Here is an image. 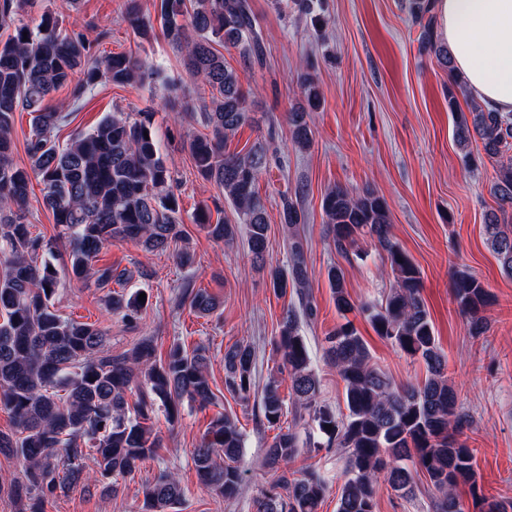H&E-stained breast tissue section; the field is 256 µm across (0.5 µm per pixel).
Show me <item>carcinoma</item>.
<instances>
[{"mask_svg": "<svg viewBox=\"0 0 512 512\" xmlns=\"http://www.w3.org/2000/svg\"><path fill=\"white\" fill-rule=\"evenodd\" d=\"M126 16L134 34L154 35V22L140 0H126ZM27 0H0V406L9 411L13 431L0 433V452L26 463L25 481L13 486L26 501L24 512H43L44 499L66 487L80 486L102 493L118 490L114 478L130 474L138 463L157 456L160 441L152 429L159 410L170 425L178 423L183 401L210 404L209 348L189 350L180 343L165 357L156 355L154 340L142 336L120 354L106 349L108 336L94 323L62 317L53 299L60 287L54 243L66 245L69 280L87 288L108 289L107 307L133 323L145 303L142 290H110L124 286L132 274L98 265L102 248L112 241H129L147 252L163 251L183 238L173 192L175 178L158 151L151 113L131 117L123 112L104 115L88 132L76 134L61 147L54 131L68 114L45 105L46 98L71 83L73 107L103 83L142 85L161 77V69L125 53L94 55V41L81 32L64 33L58 18L44 13L37 25L25 19ZM409 11L420 27V51L434 55L448 68V110L456 127V141L471 168L483 157L498 158L512 151V118L483 105L460 108L459 77L438 38L435 0H409ZM159 23L165 38L183 56L194 82L200 124L205 132L193 136L189 148L197 173L224 193L236 214L235 223L198 224L214 241L230 244L239 233L248 251L266 265L270 224L257 183L276 156L274 137L247 152H229L227 142L251 121L248 93L239 75L224 64L214 45L233 48L253 63L264 60V43L256 28L250 0H160ZM302 102L288 113L291 140L300 150L312 144L308 114L321 104L314 77H299ZM32 114L27 142L29 166L13 160L14 114ZM483 153L472 154L473 137ZM43 184L42 204L52 213L55 240L32 231L25 207L31 177ZM499 205L512 207V163L498 170L493 187ZM327 231L336 253L348 256L360 239H377L387 256L392 285L379 304L355 305L346 291L341 268L332 266L328 280L343 322L324 337V355L344 383L347 414L317 402L320 380L300 333V318L316 315L304 296L300 308H288L280 322L276 349L288 370L295 403L293 412L271 375L261 393L255 392L256 355L249 344L224 348V387L247 401L258 396V408L268 426L279 429L266 449L265 461L276 469L297 457L301 444L298 426L318 434L315 448H340L346 455V480L337 512H374L375 487L384 475L394 488L412 492L415 475H427L435 491L436 512H462L457 489L469 487L481 502V512H512L511 500H490L478 494L473 450L456 437L466 416L456 405L448 385L445 357L421 297L420 270L390 237L386 203L371 192L359 194L336 187L322 198ZM298 204L282 202V229L288 242V272L271 265L272 288L308 284V262ZM485 231L502 268L512 275V224L495 213L486 215ZM453 294L469 319V330H486L485 307L491 294L477 277L456 272ZM183 301L195 314H213L219 301L202 288H185ZM359 311L374 331L405 355L422 360L428 371L424 383L403 389L371 363L369 347L348 314ZM64 395H59V392ZM137 392L129 403L128 394ZM293 415L292 425L281 423ZM332 426L328 430L325 425ZM245 437L238 421L227 413L214 417L192 459L200 486L226 500L242 489ZM328 487L313 469L298 474L281 472L271 490L256 500V512H318ZM179 477L159 472L144 491L141 512H170L184 498Z\"/></svg>", "mask_w": 512, "mask_h": 512, "instance_id": "cac0c4a2", "label": "carcinoma"}]
</instances>
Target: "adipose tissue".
Wrapping results in <instances>:
<instances>
[{"instance_id": "ef3b65f1", "label": "adipose tissue", "mask_w": 512, "mask_h": 512, "mask_svg": "<svg viewBox=\"0 0 512 512\" xmlns=\"http://www.w3.org/2000/svg\"><path fill=\"white\" fill-rule=\"evenodd\" d=\"M439 36L487 107L512 113V0H438Z\"/></svg>"}]
</instances>
